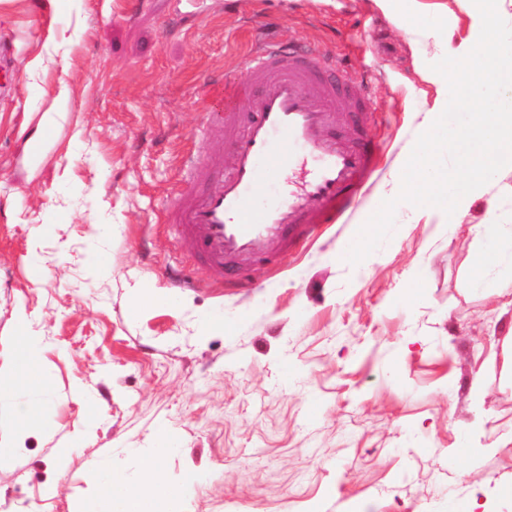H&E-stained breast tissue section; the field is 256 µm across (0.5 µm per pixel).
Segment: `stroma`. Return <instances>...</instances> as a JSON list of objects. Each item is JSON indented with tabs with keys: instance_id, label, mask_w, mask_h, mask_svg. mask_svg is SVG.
Wrapping results in <instances>:
<instances>
[{
	"instance_id": "obj_1",
	"label": "stroma",
	"mask_w": 512,
	"mask_h": 512,
	"mask_svg": "<svg viewBox=\"0 0 512 512\" xmlns=\"http://www.w3.org/2000/svg\"><path fill=\"white\" fill-rule=\"evenodd\" d=\"M0 36V384L39 397L0 403V512H88L107 454L159 464L185 512H512V286H465L512 170L459 217L399 205L382 251L344 258L401 177L440 42L372 0H0ZM263 40L362 78L383 151L358 205L248 291L183 256L163 216L229 167L203 75L245 81ZM61 78L67 118L38 135L36 89ZM484 429L495 451L463 447Z\"/></svg>"
}]
</instances>
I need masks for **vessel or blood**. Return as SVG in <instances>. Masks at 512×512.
Here are the masks:
<instances>
[{
  "mask_svg": "<svg viewBox=\"0 0 512 512\" xmlns=\"http://www.w3.org/2000/svg\"><path fill=\"white\" fill-rule=\"evenodd\" d=\"M331 70L328 55L275 42L250 58L246 81L208 79L210 99L225 111L249 103L242 119L226 126L234 140L231 169L168 208L165 222L212 273L284 253L353 208L380 147L355 128L336 140L324 137L335 121L368 107L362 80L347 71L331 79ZM303 159L313 174L301 190H288L281 172Z\"/></svg>",
  "mask_w": 512,
  "mask_h": 512,
  "instance_id": "obj_1",
  "label": "vessel or blood"
}]
</instances>
